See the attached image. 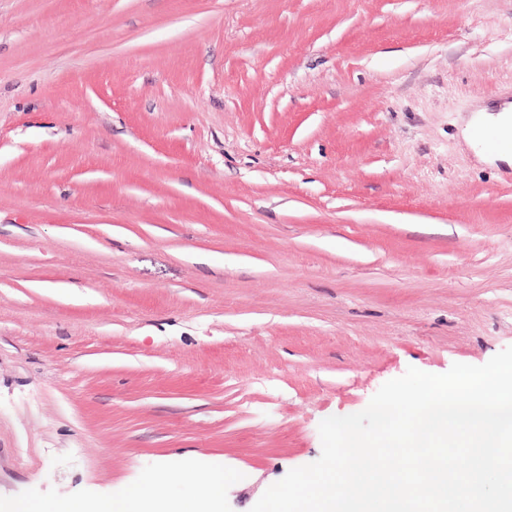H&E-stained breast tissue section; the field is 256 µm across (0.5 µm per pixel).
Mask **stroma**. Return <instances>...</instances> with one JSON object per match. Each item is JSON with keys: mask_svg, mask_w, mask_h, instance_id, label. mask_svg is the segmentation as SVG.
Instances as JSON below:
<instances>
[{"mask_svg": "<svg viewBox=\"0 0 512 512\" xmlns=\"http://www.w3.org/2000/svg\"><path fill=\"white\" fill-rule=\"evenodd\" d=\"M512 0H0V503L221 466L512 346ZM486 127L497 131L499 136H508L512 133V115L509 108H504L497 115L479 113L473 118L467 129L469 140L472 142V133L476 127ZM473 143V142H472Z\"/></svg>", "mask_w": 512, "mask_h": 512, "instance_id": "obj_1", "label": "stroma"}]
</instances>
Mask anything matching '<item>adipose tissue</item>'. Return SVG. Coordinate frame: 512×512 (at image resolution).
I'll use <instances>...</instances> for the list:
<instances>
[{"mask_svg": "<svg viewBox=\"0 0 512 512\" xmlns=\"http://www.w3.org/2000/svg\"><path fill=\"white\" fill-rule=\"evenodd\" d=\"M231 478V473L220 467L204 472L187 467L147 474L115 497L91 502L18 499L1 507L0 512H221L224 484ZM169 483L184 487L181 499L170 501L161 496L162 487Z\"/></svg>", "mask_w": 512, "mask_h": 512, "instance_id": "adipose-tissue-1", "label": "adipose tissue"}]
</instances>
